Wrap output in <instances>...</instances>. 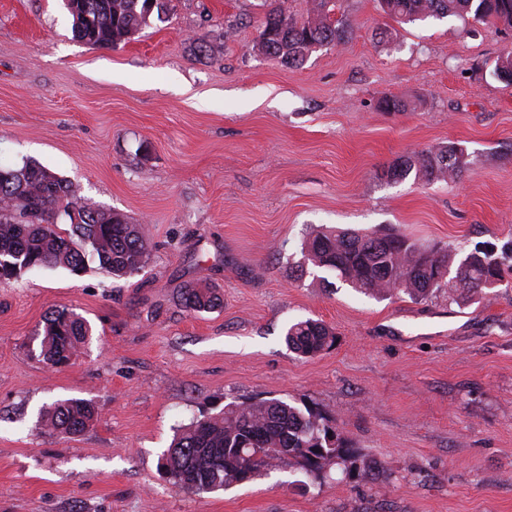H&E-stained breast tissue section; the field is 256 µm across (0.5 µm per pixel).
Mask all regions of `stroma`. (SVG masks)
<instances>
[{
  "mask_svg": "<svg viewBox=\"0 0 512 512\" xmlns=\"http://www.w3.org/2000/svg\"><path fill=\"white\" fill-rule=\"evenodd\" d=\"M340 5L351 39L290 68L255 48L264 0H166L116 48L74 39L63 0H0V163L40 162L149 238L127 279L95 263L0 279V512H512V269L460 306L297 272L322 224L461 258L512 248V88L491 74L512 29ZM448 142L461 176L389 177ZM200 282L221 303L193 313L181 292ZM62 308L91 335L53 366L40 335ZM307 318L336 343L305 358L285 334ZM69 398L96 421L39 428ZM266 399L322 415L346 462L288 456L201 495L162 475L176 429Z\"/></svg>",
  "mask_w": 512,
  "mask_h": 512,
  "instance_id": "obj_1",
  "label": "stroma"
}]
</instances>
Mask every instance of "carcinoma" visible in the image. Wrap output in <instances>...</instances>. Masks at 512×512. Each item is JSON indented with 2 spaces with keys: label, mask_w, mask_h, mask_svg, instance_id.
<instances>
[{
  "label": "carcinoma",
  "mask_w": 512,
  "mask_h": 512,
  "mask_svg": "<svg viewBox=\"0 0 512 512\" xmlns=\"http://www.w3.org/2000/svg\"><path fill=\"white\" fill-rule=\"evenodd\" d=\"M75 37L98 47L115 48L125 35L163 21L151 10L150 0H66ZM337 0H317L305 19L284 15L277 0H270L261 23L257 47L288 67L303 65L315 47L342 44L352 27L335 18ZM381 8L402 22L429 17L468 16L478 24L502 23L512 27V0H383ZM496 79L512 87V50L498 58ZM469 168L464 151L455 143L415 152L390 169L395 179L414 175L426 183L444 181ZM0 279L18 278L41 267L60 266L79 275L88 259L118 279L145 267L149 242L141 224L128 223L122 214L80 206L71 184L36 161L20 167L0 165ZM77 209V216L68 207ZM70 229L61 232L58 224ZM306 266L333 272L342 281L368 295L402 294L424 300L448 289V303L462 304L483 295L503 278V263L492 255L470 253L461 261L443 247L425 249L399 232L353 233L321 228L302 244ZM181 301L190 311H206L220 304L215 289L190 285ZM91 336L87 322L75 313L55 310L46 319L41 356L53 365L69 362L80 344ZM286 343L295 353L313 357L335 343V334L314 319L291 324ZM98 416L84 399L56 403L41 418V427L78 435ZM347 444L323 417L307 407L269 399L224 407L180 430L160 465L179 471L182 488L195 493L224 489L250 479L259 468L285 456L304 460L310 468L345 462Z\"/></svg>",
  "instance_id": "obj_1"
}]
</instances>
